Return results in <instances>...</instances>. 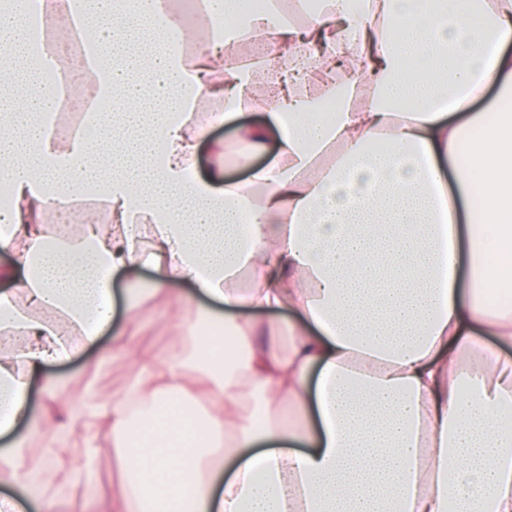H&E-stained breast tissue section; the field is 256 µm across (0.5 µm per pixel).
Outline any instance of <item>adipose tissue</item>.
<instances>
[{"label": "adipose tissue", "instance_id": "1", "mask_svg": "<svg viewBox=\"0 0 512 512\" xmlns=\"http://www.w3.org/2000/svg\"><path fill=\"white\" fill-rule=\"evenodd\" d=\"M228 4L195 23L230 41L189 54L146 2L35 5L44 28L98 42L50 47L57 84L35 63L24 96L0 94V248L17 264L0 271V435L26 417L33 373L111 330L114 274L146 265L152 294L181 304L190 281L224 310L198 315L188 357L160 361L130 299L112 339L129 384L75 395L112 427L116 512H512V360L496 349L512 345L496 295L512 284V0ZM30 6L0 10V73ZM274 71L263 121H245ZM60 97L94 117L65 139L44 120ZM215 99L235 134L202 171ZM89 182L111 223L48 229ZM41 452L96 486L97 446L74 458L53 429Z\"/></svg>", "mask_w": 512, "mask_h": 512}]
</instances>
